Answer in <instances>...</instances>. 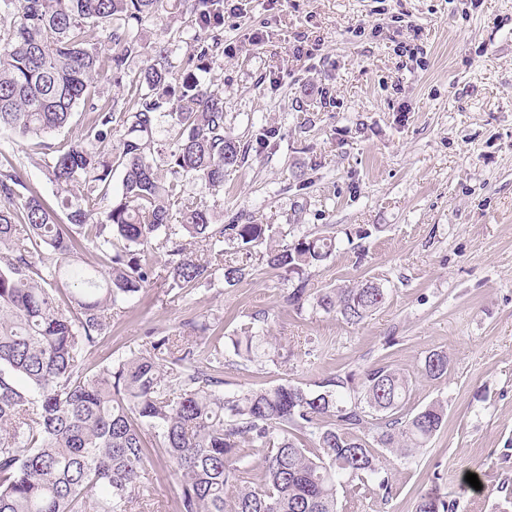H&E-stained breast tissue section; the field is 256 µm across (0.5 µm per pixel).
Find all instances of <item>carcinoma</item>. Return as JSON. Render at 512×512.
I'll return each mask as SVG.
<instances>
[{
	"mask_svg": "<svg viewBox=\"0 0 512 512\" xmlns=\"http://www.w3.org/2000/svg\"><path fill=\"white\" fill-rule=\"evenodd\" d=\"M202 36L201 64L221 46L223 0H179ZM17 25L0 34V130L30 141L26 159L64 192L66 221L27 183L22 165L0 149V512H137L149 501L142 485L148 455L163 450L180 477L179 512H339L340 487L372 480L382 490L386 451L416 457L441 430L439 400L405 413L408 376L382 363L337 373L305 389L291 383L224 394V351L201 348L209 322H187V336H156L91 371L85 354L111 331L112 311L161 279L189 290L216 275L232 287L272 226L219 224L188 206L171 224L178 183L192 178L224 189V170L242 162L240 145L224 132V94L190 75L170 105L176 72L169 49L132 74L125 61L143 49L144 23L168 0H3ZM114 50L97 48L98 33ZM129 85L123 101L90 100L104 69ZM147 92H142V88ZM88 106L85 140L49 143L79 104ZM166 118L173 146L153 157L152 131ZM125 128L112 140V123ZM172 179L163 180L158 165ZM122 193L112 196V173ZM101 268L83 261L87 247ZM332 236L300 237L271 249L266 264L287 275L289 301L360 323L380 307L387 288L367 280L307 295L305 271L324 262ZM164 249L160 263L154 252ZM73 289H68V286ZM257 313L230 338L243 365L275 361L277 342ZM444 350L429 352L419 372L448 377ZM379 416L376 442L361 432ZM250 459L262 480H249ZM415 512H456L433 483Z\"/></svg>",
	"mask_w": 512,
	"mask_h": 512,
	"instance_id": "obj_1",
	"label": "carcinoma"
}]
</instances>
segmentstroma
<instances>
[{"mask_svg":"<svg viewBox=\"0 0 512 512\" xmlns=\"http://www.w3.org/2000/svg\"><path fill=\"white\" fill-rule=\"evenodd\" d=\"M199 34L178 10L147 32L168 43L178 73L223 91L224 131L246 156L223 191L183 180L181 201L223 224L238 213L272 225L273 248L334 225L336 248L307 270L309 289L376 279L386 299L358 324L295 313L258 246L235 286L143 289L87 366L150 331L185 334L193 318L218 326L224 348L265 312L281 356L226 365V394L387 363L410 379L406 412L447 405L416 458L383 455L390 491H339L342 512H414L433 482L457 512H512V0H224L223 46L205 72L189 61ZM436 349L451 370L431 381L418 369ZM143 481L159 512H179L166 454H152Z\"/></svg>","mask_w":512,"mask_h":512,"instance_id":"1","label":"stroma"}]
</instances>
